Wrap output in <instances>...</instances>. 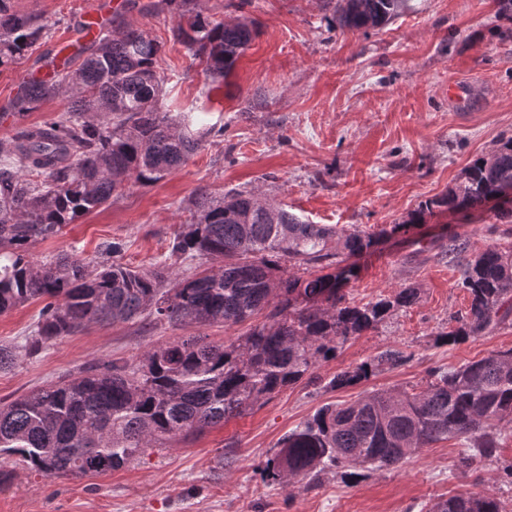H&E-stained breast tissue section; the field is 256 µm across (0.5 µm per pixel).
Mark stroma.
Here are the masks:
<instances>
[{"instance_id": "1", "label": "stroma", "mask_w": 512, "mask_h": 512, "mask_svg": "<svg viewBox=\"0 0 512 512\" xmlns=\"http://www.w3.org/2000/svg\"><path fill=\"white\" fill-rule=\"evenodd\" d=\"M86 0H12L48 25L45 38L19 64L0 67V112L8 110L23 73L67 42ZM413 10L380 30L343 32L331 25L327 0H197L204 16L253 20L259 34L234 70L220 79L173 37L177 18L164 0H112L107 32L134 23L159 42L156 67L171 114L193 112L223 128L186 164L161 181L122 195L36 243L34 259L93 257L119 243V263L148 269L168 253L188 223L199 189H247L316 224L376 232L403 220L419 202L454 185L476 156L512 136V41L493 0H412ZM507 201L471 216L440 214L409 234L383 237L357 262L347 286L358 303L408 285L421 298L379 330L348 342L315 370L316 382L287 388L265 404L204 434L153 449L133 464L77 479L47 478L0 458V512H410L433 499L487 481L512 512V489L492 466L456 467L462 443L442 441L403 463L344 483L329 473L310 488L263 480L259 461L322 405L359 394L419 384L432 367L461 364L512 349V326L455 345L435 343L450 317L466 312L468 294L445 251L453 235L471 248L512 247V223L497 220ZM426 252H417V244ZM243 326H182L142 321L93 325L20 356L0 372V400L46 382L77 376L90 362L137 360L182 336L222 343ZM396 348L408 364L347 390H327L340 371Z\"/></svg>"}]
</instances>
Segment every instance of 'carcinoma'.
<instances>
[{"label":"carcinoma","instance_id":"obj_1","mask_svg":"<svg viewBox=\"0 0 512 512\" xmlns=\"http://www.w3.org/2000/svg\"><path fill=\"white\" fill-rule=\"evenodd\" d=\"M178 21L176 40L205 61L213 77L231 72L257 34L254 21H213L167 0ZM408 0H336L333 27L345 32L382 29ZM46 33L35 15L0 0V67L23 60ZM161 46L127 23L98 34L65 61L50 81L24 83L13 115L24 119L56 96L70 99L65 120L19 128L0 145V314L42 300L34 334L22 347L0 345V371L92 324L148 316L156 322L232 327L258 314L264 320L224 344L182 337L145 352L134 363L91 365L74 378L52 381L9 402L0 401V457L42 477H83L122 469L149 448H165L304 380L336 358L350 340L374 332L420 300L405 286L374 301H348L357 276L349 259L369 252L379 235L333 224H311L259 195L199 191L193 218L170 240L169 256L221 260L188 277H174L160 261L140 271L69 254L36 261L32 244L110 203L129 185L154 183L182 167L211 134L183 113L162 111L155 70ZM79 67L71 69L75 59ZM512 187V137L473 159L456 184L418 204L390 233H407L436 212L470 213ZM448 257L461 269L469 295L463 314L450 318L436 342L455 345L512 321V247L490 244L469 252L456 235ZM297 267L307 275L288 273ZM412 354L386 349L334 376L332 390L357 386ZM418 389L372 391L351 403L321 407L258 465L263 479L311 485L330 471L355 482L364 472L395 466L449 438L464 440L461 469L497 464L512 485V461L501 459V428L512 424V350L452 370L431 368ZM425 512H506L503 501L475 484L465 494L437 498Z\"/></svg>","mask_w":512,"mask_h":512}]
</instances>
